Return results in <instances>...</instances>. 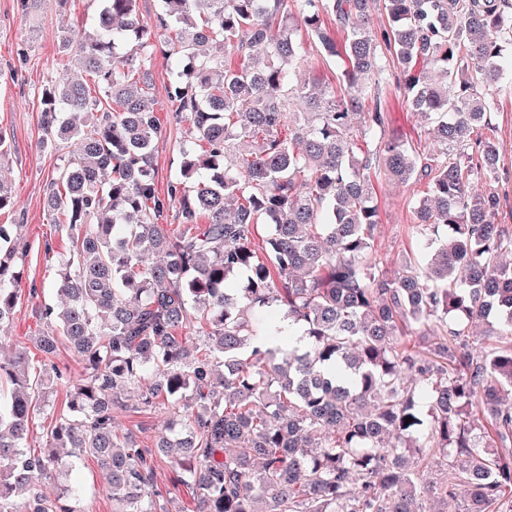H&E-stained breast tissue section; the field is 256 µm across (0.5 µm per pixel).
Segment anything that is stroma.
<instances>
[{
	"label": "stroma",
	"instance_id": "35a3bbf8",
	"mask_svg": "<svg viewBox=\"0 0 512 512\" xmlns=\"http://www.w3.org/2000/svg\"><path fill=\"white\" fill-rule=\"evenodd\" d=\"M97 9V0H38L27 11L22 10L19 0H0V130L7 133L12 146L0 173L11 185L16 201L13 209L0 212V225H16L22 243L27 246L19 263L22 291H38L37 297L23 299L14 321L5 328L4 334L11 344L31 343L45 329L40 311L55 301L57 270L70 247L66 228L53 223L48 213L47 196L51 180L72 157L75 144L59 140L48 148H40L41 91L46 85L76 74L74 61L60 48L59 32L64 27L74 31L87 27ZM149 66L150 97L165 128V139L159 144L154 162L155 185L163 196L178 170L179 146L188 134V126L173 118L174 107L166 92L173 61L168 58L164 44L151 48ZM384 105L387 135L402 139L415 152L428 153L429 125L412 112L403 90L388 86ZM487 134L497 145L500 179L479 183L478 188L498 194L497 221L512 230V88L498 97ZM374 188L380 216L374 232V255L385 263L399 257H416L412 206L424 195L426 182L395 185L382 180ZM139 399V389L123 392L122 405L115 411L116 425L119 432L134 435L142 447L150 448L167 422L182 412L183 405L174 401L160 411L146 410L141 408ZM70 479L80 484L92 512H112V498L103 488L93 458L74 460Z\"/></svg>",
	"mask_w": 512,
	"mask_h": 512
}]
</instances>
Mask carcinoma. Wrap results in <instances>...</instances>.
<instances>
[{
  "instance_id": "carcinoma-1",
  "label": "carcinoma",
  "mask_w": 512,
  "mask_h": 512,
  "mask_svg": "<svg viewBox=\"0 0 512 512\" xmlns=\"http://www.w3.org/2000/svg\"><path fill=\"white\" fill-rule=\"evenodd\" d=\"M98 2L62 49L101 97L79 79L41 93L42 147L76 141L47 199L72 249L32 340L41 364L24 343L0 357V512H89L74 484L40 491L69 476L61 448L97 462L113 512H173L152 451L115 429L129 386L146 407L184 401L157 449L194 488L193 512L512 501V232L495 222L498 195L473 189L498 179V150L472 137L512 74V0H160L151 22L138 0ZM298 23L336 59L342 94L300 76ZM160 35L189 128L163 198L147 66ZM388 54L412 109L436 117L425 159L398 139L376 145ZM378 177L428 179L413 206L423 262L374 256ZM25 253L1 224L0 328L19 311ZM492 314L503 342L473 347ZM285 335L298 337L286 350ZM62 344L88 374L36 451L26 440L65 377L51 363Z\"/></svg>"
}]
</instances>
